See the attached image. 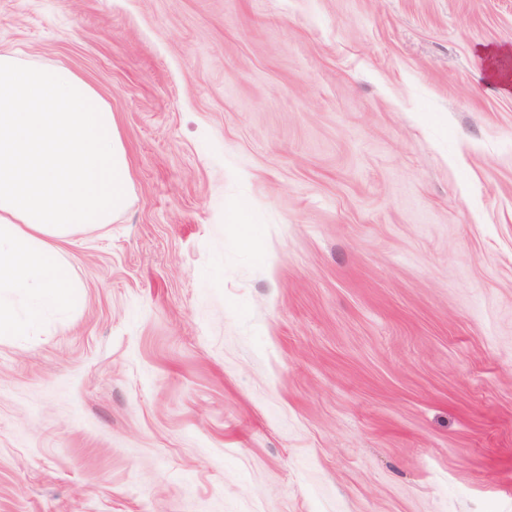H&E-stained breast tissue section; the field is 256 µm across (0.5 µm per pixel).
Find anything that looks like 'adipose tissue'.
Returning a JSON list of instances; mask_svg holds the SVG:
<instances>
[{
  "instance_id": "1",
  "label": "adipose tissue",
  "mask_w": 512,
  "mask_h": 512,
  "mask_svg": "<svg viewBox=\"0 0 512 512\" xmlns=\"http://www.w3.org/2000/svg\"><path fill=\"white\" fill-rule=\"evenodd\" d=\"M131 176L112 107L76 72L0 52V335L24 336L77 285L76 233L111 223Z\"/></svg>"
}]
</instances>
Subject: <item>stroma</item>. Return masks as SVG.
<instances>
[{
  "instance_id": "stroma-1",
  "label": "stroma",
  "mask_w": 512,
  "mask_h": 512,
  "mask_svg": "<svg viewBox=\"0 0 512 512\" xmlns=\"http://www.w3.org/2000/svg\"><path fill=\"white\" fill-rule=\"evenodd\" d=\"M127 208L0 337V512H512V0H0Z\"/></svg>"
}]
</instances>
